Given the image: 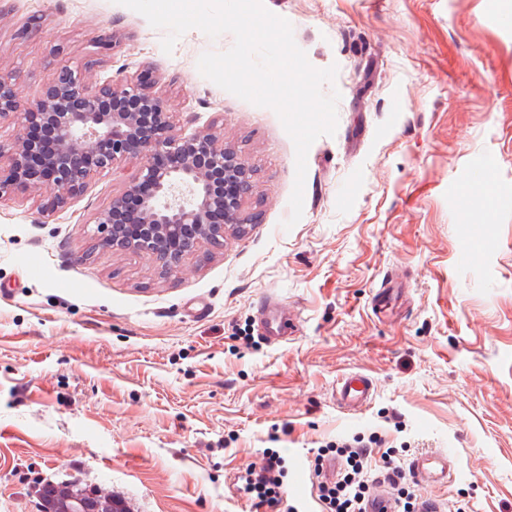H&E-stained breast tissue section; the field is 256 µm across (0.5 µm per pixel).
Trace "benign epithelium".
<instances>
[{"instance_id": "benign-epithelium-1", "label": "benign epithelium", "mask_w": 512, "mask_h": 512, "mask_svg": "<svg viewBox=\"0 0 512 512\" xmlns=\"http://www.w3.org/2000/svg\"><path fill=\"white\" fill-rule=\"evenodd\" d=\"M152 85L146 74L102 83L64 64L30 101L0 72V119L20 124L12 144L0 145V200L45 188L44 209H62L94 175L136 158L137 173L94 216L103 248L150 253L171 274L202 246L221 247L227 235L243 234L256 222L254 213L242 218L255 171L213 132L176 136Z\"/></svg>"}]
</instances>
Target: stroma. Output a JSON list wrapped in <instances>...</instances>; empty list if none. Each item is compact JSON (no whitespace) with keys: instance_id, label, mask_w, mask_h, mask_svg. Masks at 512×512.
<instances>
[{"instance_id":"1","label":"stroma","mask_w":512,"mask_h":512,"mask_svg":"<svg viewBox=\"0 0 512 512\" xmlns=\"http://www.w3.org/2000/svg\"><path fill=\"white\" fill-rule=\"evenodd\" d=\"M263 2L313 67L338 68L322 86L340 94L336 133L308 150L289 229L292 139L198 70L231 34L192 29L168 54L116 0H8L0 71L23 99L64 64L151 73L176 134H224L254 169L260 220L165 276L102 248L93 222L137 160L53 213L35 192L0 201V512H41L39 483L75 479L127 512H278L238 491L267 449L306 478L285 505L320 512L316 455L355 437L405 469L447 451V483L403 484L442 512H512V0ZM387 277L400 294L379 318ZM269 298L297 314L277 345L258 329ZM350 372L374 384L358 413L333 394Z\"/></svg>"}]
</instances>
